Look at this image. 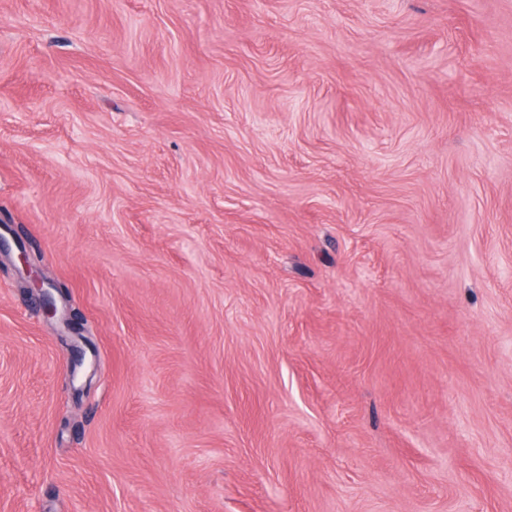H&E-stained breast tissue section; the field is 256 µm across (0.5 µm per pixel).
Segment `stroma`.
<instances>
[{
    "mask_svg": "<svg viewBox=\"0 0 512 512\" xmlns=\"http://www.w3.org/2000/svg\"><path fill=\"white\" fill-rule=\"evenodd\" d=\"M0 512H512V0H0ZM22 288H29L37 293L44 316L48 321H62L69 326L71 319L68 317L66 305L65 308H60L56 297L58 295L64 300V293L60 285L45 277L29 273L28 277L22 281Z\"/></svg>",
    "mask_w": 512,
    "mask_h": 512,
    "instance_id": "1",
    "label": "stroma"
}]
</instances>
